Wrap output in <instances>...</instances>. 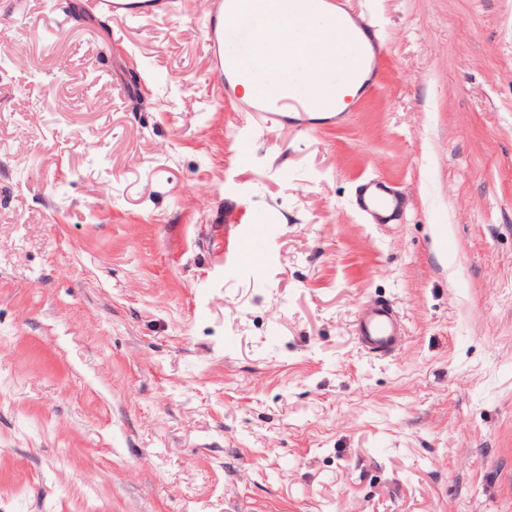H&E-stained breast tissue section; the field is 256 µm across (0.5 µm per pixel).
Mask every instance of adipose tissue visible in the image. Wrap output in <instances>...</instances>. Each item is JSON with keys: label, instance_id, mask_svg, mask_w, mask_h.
<instances>
[{"label": "adipose tissue", "instance_id": "ef3b65f1", "mask_svg": "<svg viewBox=\"0 0 512 512\" xmlns=\"http://www.w3.org/2000/svg\"><path fill=\"white\" fill-rule=\"evenodd\" d=\"M232 28L240 35L263 30L265 41L283 58L288 55L289 31L304 32L306 41L297 53L308 74L302 89L311 97L313 111H330L334 103L356 95L363 85L366 74L356 63L341 70L336 67L337 57L349 51L348 37L357 32V24L344 19V36L336 41L335 56L321 55L318 46L330 35V18L317 9L313 0H243V9Z\"/></svg>", "mask_w": 512, "mask_h": 512}]
</instances>
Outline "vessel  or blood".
<instances>
[{
  "label": "vessel or blood",
  "instance_id": "b4317fda",
  "mask_svg": "<svg viewBox=\"0 0 512 512\" xmlns=\"http://www.w3.org/2000/svg\"><path fill=\"white\" fill-rule=\"evenodd\" d=\"M240 0H206L202 19V35L208 71L217 80V97L235 100L239 97V81L246 78L262 84L261 92L247 99L246 109L266 119L267 128L295 125L310 128L333 125L346 120L343 112H326L315 117L308 113L307 95L299 86L302 76L296 69L281 73L268 64L253 66L251 57L255 45L248 38L231 41L225 29L235 16ZM84 13L116 24L133 19L153 20L174 14L177 0H84ZM358 203L360 210L374 223L387 224L399 215V199L392 187L373 179L362 185ZM357 335L362 347L369 353L386 356L393 354L404 341L405 331L397 311L389 304L363 302L357 315Z\"/></svg>",
  "mask_w": 512,
  "mask_h": 512
}]
</instances>
